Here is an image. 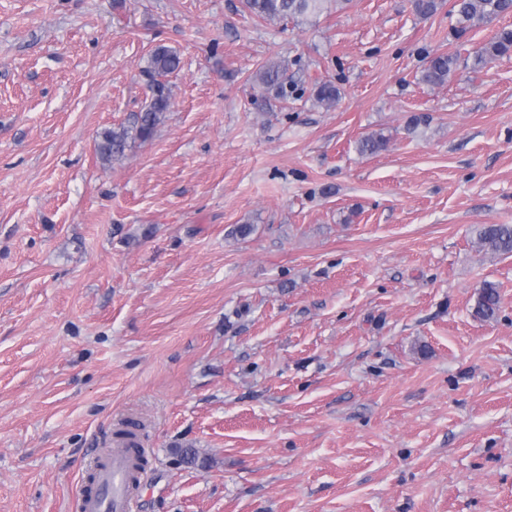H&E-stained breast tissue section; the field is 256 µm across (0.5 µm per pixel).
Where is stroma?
<instances>
[{"label":"stroma","mask_w":512,"mask_h":512,"mask_svg":"<svg viewBox=\"0 0 512 512\" xmlns=\"http://www.w3.org/2000/svg\"><path fill=\"white\" fill-rule=\"evenodd\" d=\"M453 2L0 0V512H80L132 419L134 512H512V255L477 243L512 224V56L473 65L512 14L458 37ZM159 44L166 120L102 166ZM258 18L269 22H288L297 16L320 13L326 0H244ZM457 57L448 53H436L432 55L422 71L421 81L429 85H442L448 81V77L454 70ZM286 68L281 63H270L262 66L256 74V81L264 91H274L277 96L284 97V75ZM499 303L500 294L497 287L490 282L484 283L475 308L476 317L483 320L492 319L499 310Z\"/></svg>","instance_id":"obj_1"}]
</instances>
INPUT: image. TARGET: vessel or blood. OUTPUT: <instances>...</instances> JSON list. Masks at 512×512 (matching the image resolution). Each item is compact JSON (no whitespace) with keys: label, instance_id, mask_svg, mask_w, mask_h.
Here are the masks:
<instances>
[{"label":"vessel or blood","instance_id":"obj_1","mask_svg":"<svg viewBox=\"0 0 512 512\" xmlns=\"http://www.w3.org/2000/svg\"><path fill=\"white\" fill-rule=\"evenodd\" d=\"M137 464L135 453L116 448L100 454L91 473L94 490L81 494V512H133L130 476Z\"/></svg>","mask_w":512,"mask_h":512}]
</instances>
